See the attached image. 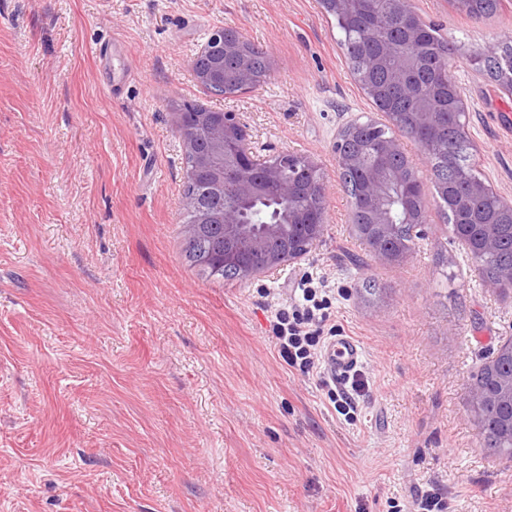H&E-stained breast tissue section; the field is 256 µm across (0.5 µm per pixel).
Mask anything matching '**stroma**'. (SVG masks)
Masks as SVG:
<instances>
[{
	"label": "stroma",
	"instance_id": "1",
	"mask_svg": "<svg viewBox=\"0 0 512 512\" xmlns=\"http://www.w3.org/2000/svg\"><path fill=\"white\" fill-rule=\"evenodd\" d=\"M457 42L477 169L512 200V95L468 56L512 38V0L477 22L411 0ZM272 63L222 97L190 60L217 28ZM319 0H0V512H512V460L481 448L465 379L512 341V291L486 288L453 237L430 166L399 263L351 227L334 146L386 123L353 78ZM116 43L119 96L94 50ZM237 113L259 155L313 158L323 238L251 280L184 251L185 154L172 107ZM309 277L328 324L359 341L370 384L354 420L278 356L269 321Z\"/></svg>",
	"mask_w": 512,
	"mask_h": 512
}]
</instances>
